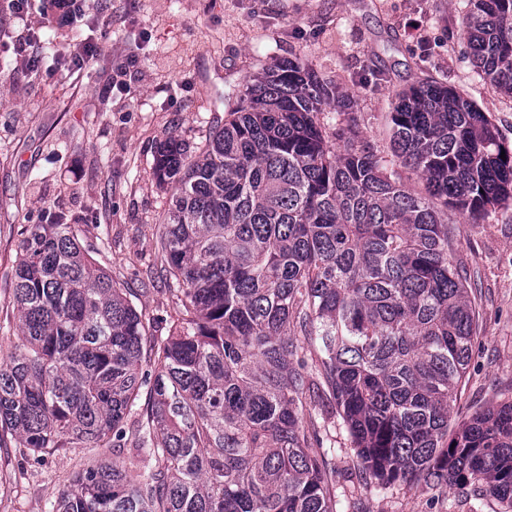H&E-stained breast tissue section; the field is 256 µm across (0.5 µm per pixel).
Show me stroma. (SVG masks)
Listing matches in <instances>:
<instances>
[{"instance_id":"35a3bbf8","label":"stroma","mask_w":512,"mask_h":512,"mask_svg":"<svg viewBox=\"0 0 512 512\" xmlns=\"http://www.w3.org/2000/svg\"><path fill=\"white\" fill-rule=\"evenodd\" d=\"M468 0H85L66 29L39 14L22 24L0 10V349L16 335L13 273L28 227L63 216L97 265L136 294L168 333L174 315L160 271L159 223L172 191L153 175L156 147L173 137L199 155L224 124V98L254 73L300 58L351 101L365 140L390 150L395 91L434 77L461 89L512 149V98L474 80L461 21ZM100 59L69 72L62 52L84 39ZM25 44L39 71L16 60ZM453 258L471 274L480 337L451 425L512 401V206L472 224L448 215ZM303 420H324L332 442L312 441L336 470V512H501L471 490L379 486L365 476L346 427L306 398ZM111 449L67 448L42 463L11 452L0 512H46L73 475Z\"/></svg>"}]
</instances>
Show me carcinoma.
<instances>
[{
  "label": "carcinoma",
  "mask_w": 512,
  "mask_h": 512,
  "mask_svg": "<svg viewBox=\"0 0 512 512\" xmlns=\"http://www.w3.org/2000/svg\"><path fill=\"white\" fill-rule=\"evenodd\" d=\"M468 6L474 72L512 98V0ZM227 99L201 155L167 138L154 157L173 190L159 234L177 306L168 335L75 225L26 230L0 448L37 463L116 450L50 512H336V471L309 453L319 432L301 418L321 391L378 484L469 487L512 512V402L448 434L478 331L448 209L476 223L512 202L496 125L458 88L417 81L395 94L388 158L341 112L327 132L320 115L346 96L297 57Z\"/></svg>",
  "instance_id": "cac0c4a2"
}]
</instances>
